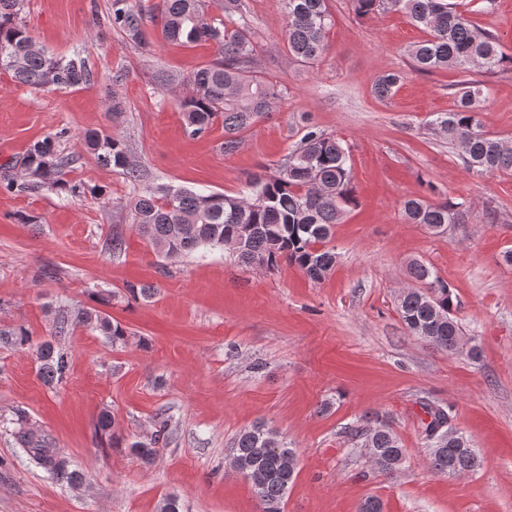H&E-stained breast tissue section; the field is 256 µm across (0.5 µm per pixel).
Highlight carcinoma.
<instances>
[{"label": "carcinoma", "instance_id": "cac0c4a2", "mask_svg": "<svg viewBox=\"0 0 512 512\" xmlns=\"http://www.w3.org/2000/svg\"><path fill=\"white\" fill-rule=\"evenodd\" d=\"M24 0H0V69L14 81L34 88L68 89L87 85L92 73L76 52L55 56L41 46L19 22ZM209 0H158L156 17L163 38L181 45L211 43L216 58L186 77L160 72L159 89L184 87L182 101L185 133L197 138L207 134L217 120L224 125V152L235 151L239 134L273 112L282 89L258 67V50L242 0H222L223 15L214 17ZM354 13L366 18L391 12L403 13L424 33L411 45L408 55L418 72L453 70L467 73L474 68L494 72L512 54L503 50L500 37L474 23L458 10L454 0H351ZM283 34L288 55L313 63L328 50V33L334 24L328 0H281ZM108 21L125 39L142 43L143 15L137 0H110ZM404 80L403 73L386 72L373 85L376 97L388 99ZM486 94L476 80L463 81L454 109L440 112L429 121L432 129L448 136L460 150L467 170L475 174L512 170V146L483 130L482 112ZM62 129L29 145L23 166L31 180L17 183L8 174L0 185L8 191L63 188L71 159L62 155ZM88 152L104 167L126 171L133 183L141 170L131 161L124 140L104 131L84 135ZM351 157L343 142L327 133L307 131L288 153V161L270 175H255L247 189L235 195L205 192L158 184L135 196L130 205L132 222L140 234L166 259L193 252L232 246V253L245 266L293 264L310 279L320 281L336 264V252L328 246L333 227L357 205L351 186ZM405 220L432 234L450 224L466 223L462 203H434L423 197L403 202ZM408 273L415 286L400 294L399 314L407 331L437 348L459 350L462 329L452 315L453 297L448 283L432 267L413 261ZM77 327L98 331L114 346L126 343L128 334L97 309H61L50 338L35 341L21 327H0V344L29 351L38 362V373L47 386L64 381L69 370L68 353L58 338ZM424 447L432 469L450 477L474 470L480 459L470 441L451 424V413L441 406L425 405ZM159 429L147 441L131 443L130 451L150 463L159 441L169 438V418L158 421ZM0 432L7 435L19 458L47 479L72 487L83 475L57 448L52 436L29 425L26 415H0ZM358 446L369 449L372 464L386 474L398 470L406 448L387 426L354 429ZM233 458L244 470L261 505V512H282L288 489L296 477L297 451L292 443L258 422L241 431L234 441Z\"/></svg>", "mask_w": 512, "mask_h": 512}]
</instances>
